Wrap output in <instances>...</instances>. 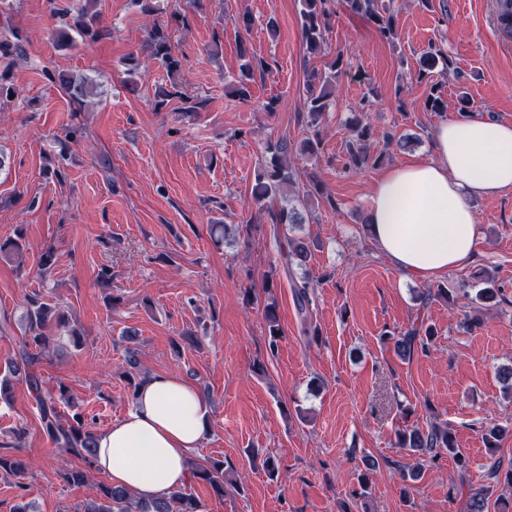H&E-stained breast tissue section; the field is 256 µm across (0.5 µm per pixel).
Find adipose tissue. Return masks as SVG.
Returning <instances> with one entry per match:
<instances>
[{
    "instance_id": "obj_1",
    "label": "adipose tissue",
    "mask_w": 512,
    "mask_h": 512,
    "mask_svg": "<svg viewBox=\"0 0 512 512\" xmlns=\"http://www.w3.org/2000/svg\"><path fill=\"white\" fill-rule=\"evenodd\" d=\"M433 152L375 181L366 217L375 247L402 273L431 279L470 263L480 239L471 205L512 190V124L479 115L438 123ZM209 428L208 406L177 374L144 378L132 409L97 432L96 470L144 500L191 477L190 457Z\"/></svg>"
}]
</instances>
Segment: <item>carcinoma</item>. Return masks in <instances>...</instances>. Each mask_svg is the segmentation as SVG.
<instances>
[{
    "mask_svg": "<svg viewBox=\"0 0 512 512\" xmlns=\"http://www.w3.org/2000/svg\"><path fill=\"white\" fill-rule=\"evenodd\" d=\"M301 34L308 52L315 53L325 42V35L329 29L332 15L337 13L340 6L351 17H357L372 24L379 36L389 43L398 40V27L394 13L390 8V0H300ZM98 13L83 11L81 15L72 20L65 21L53 31V40L60 48H71L76 45L77 38L97 37L96 28ZM496 26L501 34L512 37V0H496L495 10ZM150 56L160 61L166 68L168 75L172 76L179 71L180 61L171 51V41L168 31L160 24H156L148 34ZM0 55L25 56L22 37L13 33L12 38L0 40ZM452 61L443 50L434 45L429 46L419 59L417 79L420 81L432 80L437 67L447 68ZM346 63L344 53L339 51L327 71L312 69L307 74L304 109L308 116V125L313 128V136L306 138L300 150L318 155L322 138L317 127L328 108V101L332 97L336 78L343 72ZM253 66L245 63L241 66L240 77L232 90L233 96L245 100L249 97V80ZM70 102L81 105L91 93L92 82L83 76L70 73H59L52 78ZM293 150L292 145L282 140L268 141L264 153L258 164L254 177L252 191L253 202L257 211L263 214L272 227L277 231L283 224H303V215L294 206L287 207L278 204L283 192L292 189L304 196L314 193L320 194L322 190L318 184L309 187H299L295 172L288 165V154ZM349 167L361 170L374 167L381 162V156H374L363 147L350 149L347 157ZM23 235L17 234V239L11 238L0 242V253L9 251L17 261V268H24L22 244ZM309 248L301 239L288 240L285 257H283V271L291 279L297 312L300 316L302 333L307 341H316L319 338V329L311 320L310 298L311 282L307 274L296 275L294 268H302L307 261ZM26 319L29 325L28 332L23 336L21 345L15 354V360L10 362L9 374L11 378L0 380V394L11 388L12 381H22L33 396L42 422L44 434L67 455L81 458L88 466H93L96 453L95 433L86 427L82 413L75 412L65 419L60 413V406L71 403V395L67 386L60 384L57 390H46L42 381L33 371L40 358L48 355L52 350L54 337L58 331L66 327V317L59 304L43 297L39 293L28 295L25 298ZM270 347H277V340L281 336V328L276 308L272 305L265 310ZM434 336V329L430 326L412 327L399 336H390L388 340L394 342V349L401 357H409L415 347H425L426 341ZM508 428L494 422L483 429L484 442L490 451H495L498 442L507 433ZM399 447L426 456L434 460L445 451L453 457L460 468L467 467L465 455L458 448L452 432L448 427L432 426L426 430L414 425H406L397 431ZM25 468L18 459L10 454L0 453V475L11 477L23 483ZM193 476L208 483L213 492L222 497L228 484L224 463L214 461L206 466L194 470ZM492 489L488 487L467 489V512H485L488 507ZM77 512H199V503L189 488L184 486L171 492L163 500L146 501L137 497L125 487H116L100 482L97 484V497L87 502Z\"/></svg>",
    "mask_w": 512,
    "mask_h": 512,
    "instance_id": "1",
    "label": "carcinoma"
}]
</instances>
